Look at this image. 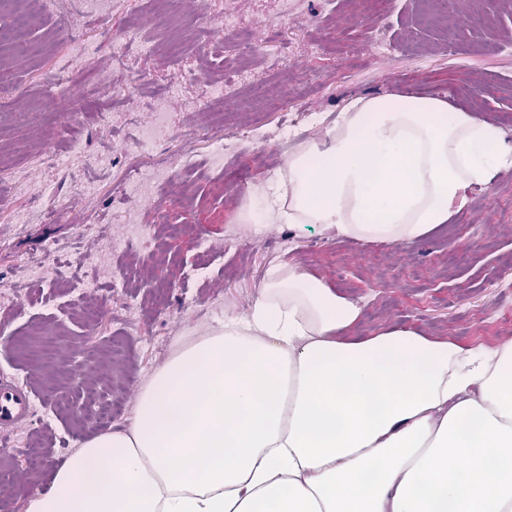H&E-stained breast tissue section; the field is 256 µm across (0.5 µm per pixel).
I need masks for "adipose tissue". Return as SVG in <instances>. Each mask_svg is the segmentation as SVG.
<instances>
[{"label": "adipose tissue", "instance_id": "1", "mask_svg": "<svg viewBox=\"0 0 512 512\" xmlns=\"http://www.w3.org/2000/svg\"><path fill=\"white\" fill-rule=\"evenodd\" d=\"M512 165L445 99L350 101L256 186L287 224L370 243L430 233ZM273 263L249 314L177 344L127 426L84 440L24 512H512V339L404 327Z\"/></svg>", "mask_w": 512, "mask_h": 512}]
</instances>
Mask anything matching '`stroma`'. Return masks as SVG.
I'll use <instances>...</instances> for the list:
<instances>
[{
  "label": "stroma",
  "instance_id": "stroma-1",
  "mask_svg": "<svg viewBox=\"0 0 512 512\" xmlns=\"http://www.w3.org/2000/svg\"><path fill=\"white\" fill-rule=\"evenodd\" d=\"M110 0L107 15L80 0H40L28 54L0 49V372L23 381L33 414L0 438V512H23L30 492L82 441L99 432L94 402L118 401L112 428L132 417L140 388L177 341L224 317H245L273 262L322 278L358 304L353 335L398 326L460 345L512 337V167L427 236L392 245L326 235L314 225H247L236 204L273 177L283 153L324 135V123L358 97L389 93L448 99L512 143V23L499 0H457L447 24L427 23L423 0H207L231 13L223 54L197 17L196 0ZM128 47L134 93L98 74L113 69L112 39ZM253 66L282 98L269 109L254 86L204 103V86ZM168 100L167 140L145 146L157 98ZM321 123L285 135L292 113ZM245 127L223 166L213 139ZM94 190L82 197L81 183ZM215 244L204 272V241ZM59 263L36 268L47 249ZM136 264V287L119 272ZM90 284L85 297L66 283ZM108 314L88 324L84 304Z\"/></svg>",
  "mask_w": 512,
  "mask_h": 512
}]
</instances>
